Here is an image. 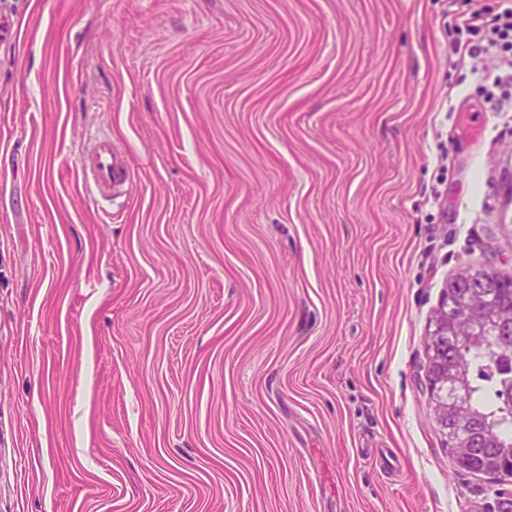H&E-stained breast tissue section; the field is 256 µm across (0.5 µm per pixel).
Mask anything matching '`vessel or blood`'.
<instances>
[{"mask_svg":"<svg viewBox=\"0 0 512 512\" xmlns=\"http://www.w3.org/2000/svg\"><path fill=\"white\" fill-rule=\"evenodd\" d=\"M81 167L87 188L97 199L110 198L113 188L125 184L131 177L127 154L108 136L96 138L91 148L83 150Z\"/></svg>","mask_w":512,"mask_h":512,"instance_id":"vessel-or-blood-1","label":"vessel or blood"}]
</instances>
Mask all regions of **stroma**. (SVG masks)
<instances>
[{
  "mask_svg": "<svg viewBox=\"0 0 512 512\" xmlns=\"http://www.w3.org/2000/svg\"><path fill=\"white\" fill-rule=\"evenodd\" d=\"M497 2L0 0V512H512L425 355L512 276ZM498 11L490 21H486L482 14L455 13L452 15V23L461 30L476 37L477 42L467 41L457 44L455 53L459 60L465 58L477 59L480 55H488L493 52L511 51L512 48V1H498ZM80 159L87 188L95 199L112 197V189L131 177L128 155L112 144L108 135L97 137ZM491 281V288H479L485 292L489 298V305L492 308L508 309L512 307V277L501 276L497 273L487 274L483 266H470L458 272L455 276L448 279V284L442 293L440 303L444 304L449 299L451 301V313H459L465 307L467 295L474 292L481 286L482 281Z\"/></svg>",
  "mask_w": 512,
  "mask_h": 512,
  "instance_id": "35a3bbf8",
  "label": "stroma"
}]
</instances>
